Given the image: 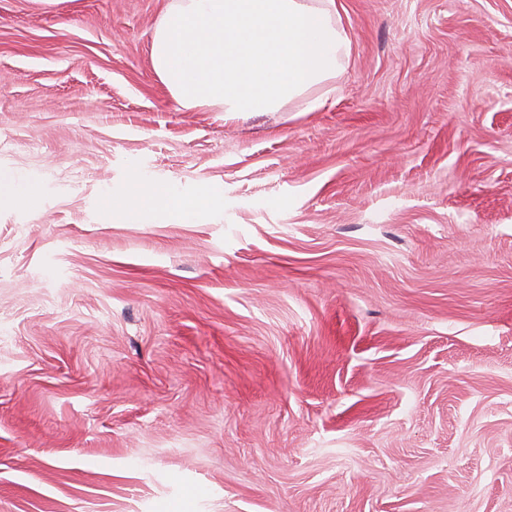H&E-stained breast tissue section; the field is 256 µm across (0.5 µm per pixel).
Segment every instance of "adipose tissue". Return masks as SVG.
Listing matches in <instances>:
<instances>
[{"instance_id":"adipose-tissue-1","label":"adipose tissue","mask_w":512,"mask_h":512,"mask_svg":"<svg viewBox=\"0 0 512 512\" xmlns=\"http://www.w3.org/2000/svg\"><path fill=\"white\" fill-rule=\"evenodd\" d=\"M350 45L336 0H168L153 29L150 61L183 108L231 120L280 112L296 100L308 112L322 107V91ZM217 205L135 178L125 193L104 197L101 209L109 223L159 209L189 223Z\"/></svg>"}]
</instances>
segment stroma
I'll return each instance as SVG.
<instances>
[{"instance_id":"obj_1","label":"stroma","mask_w":512,"mask_h":512,"mask_svg":"<svg viewBox=\"0 0 512 512\" xmlns=\"http://www.w3.org/2000/svg\"><path fill=\"white\" fill-rule=\"evenodd\" d=\"M163 5L0 0V512H512V0H337L325 105L233 121ZM36 198L34 187L24 178L0 177V203L18 201L22 204H32ZM217 200L206 197H183L169 188L132 178L128 190L121 195L106 196L101 209L108 223H129L161 208L175 221L191 223L205 212L215 209Z\"/></svg>"}]
</instances>
